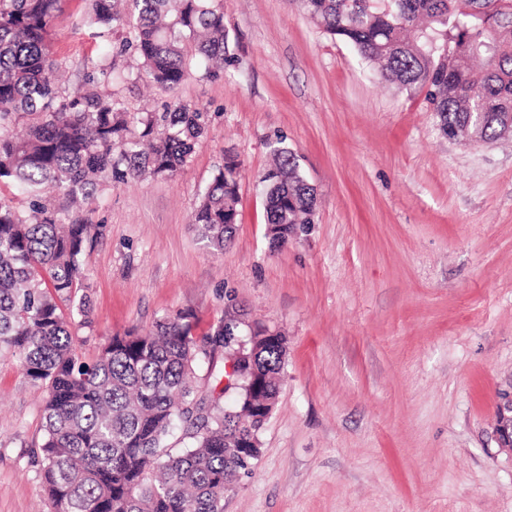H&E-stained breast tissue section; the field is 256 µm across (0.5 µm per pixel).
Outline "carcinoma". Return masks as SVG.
<instances>
[{
	"label": "carcinoma",
	"mask_w": 512,
	"mask_h": 512,
	"mask_svg": "<svg viewBox=\"0 0 512 512\" xmlns=\"http://www.w3.org/2000/svg\"><path fill=\"white\" fill-rule=\"evenodd\" d=\"M65 0H0V183L21 206L0 201V354L17 358L44 389L42 481L54 512H224L230 481L251 471L253 448L275 403L287 354L283 336L259 329L260 351L232 372L215 371L224 325L194 332L190 314L147 332L113 336L91 360L74 347V314L88 316L82 261L104 186L173 177L202 136L207 113L176 96L194 72L224 76L234 62L224 0H88L86 23L119 47L69 92L57 82L52 21ZM323 31L409 96L420 93L450 138L489 142L512 133V0H302ZM135 68L116 59L128 53ZM146 82L168 96L163 111L128 119L115 83ZM264 172L265 221L282 246L309 224L314 189L295 153L276 141ZM238 163L228 158L192 214L216 249L231 240ZM208 364L213 384L200 389ZM231 409L219 404L228 390ZM179 426L190 439L167 447Z\"/></svg>",
	"instance_id": "cac0c4a2"
}]
</instances>
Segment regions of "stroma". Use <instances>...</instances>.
<instances>
[{"label":"stroma","instance_id":"35a3bbf8","mask_svg":"<svg viewBox=\"0 0 512 512\" xmlns=\"http://www.w3.org/2000/svg\"><path fill=\"white\" fill-rule=\"evenodd\" d=\"M67 0L52 25L64 85L107 45ZM236 54L177 95L207 128L173 178L105 187L84 254L88 319L74 344L189 312L286 336L276 405L224 512H512V454L495 414L512 391V141L448 139L409 97L307 16L301 0H224ZM283 140L317 195L312 223L273 246L260 178ZM239 165L224 249L191 214ZM43 390L0 356V512H53L35 456Z\"/></svg>","mask_w":512,"mask_h":512}]
</instances>
